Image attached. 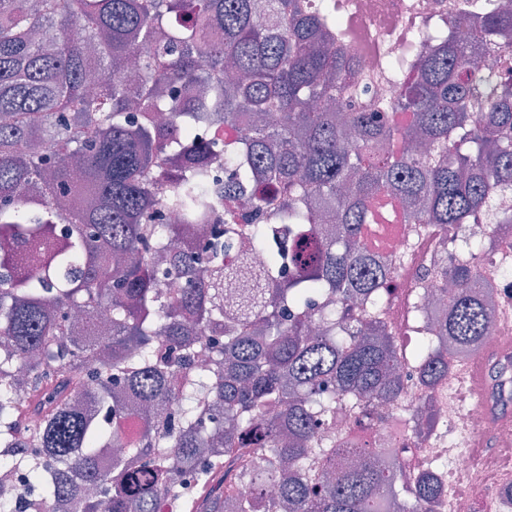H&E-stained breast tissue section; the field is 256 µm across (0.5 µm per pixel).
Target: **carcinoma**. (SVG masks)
Instances as JSON below:
<instances>
[{
  "label": "carcinoma",
  "instance_id": "cac0c4a2",
  "mask_svg": "<svg viewBox=\"0 0 512 512\" xmlns=\"http://www.w3.org/2000/svg\"><path fill=\"white\" fill-rule=\"evenodd\" d=\"M455 26L368 110L334 0H0V461L30 479L0 510L438 512L442 462L321 434L338 404L361 427L405 393L379 320L394 264L357 247L381 197L512 230V66L472 63L512 53V13L468 0ZM256 249L260 271L231 263ZM440 274L448 315L408 357L430 393L443 337L473 354L489 330L476 266Z\"/></svg>",
  "mask_w": 512,
  "mask_h": 512
}]
</instances>
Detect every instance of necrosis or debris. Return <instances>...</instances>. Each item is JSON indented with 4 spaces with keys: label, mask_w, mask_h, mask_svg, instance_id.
I'll list each match as a JSON object with an SVG mask.
<instances>
[{
    "label": "necrosis or debris",
    "mask_w": 512,
    "mask_h": 512,
    "mask_svg": "<svg viewBox=\"0 0 512 512\" xmlns=\"http://www.w3.org/2000/svg\"><path fill=\"white\" fill-rule=\"evenodd\" d=\"M462 0H336L345 11L353 38L347 43V54L359 64V74L365 78L371 95H396L397 87L385 83L377 69L379 51L400 55L410 33H418L436 44L448 38L451 23ZM393 220L366 230L362 242L366 250L381 257L399 258L400 264L389 284L383 318L397 336L399 343H407L413 331L422 325H433L434 316L416 318L412 302L416 294L442 287V280L434 268L445 259H456L455 244L461 235L488 239V226L483 220H474L462 226H449L438 231L407 221L402 204L389 202ZM512 263V248L499 246L483 249L476 259L483 283L494 289V319L488 338L479 347L480 352L493 350L503 337L512 335V276L504 274L503 267ZM452 367L447 378L440 381L434 397L439 402L442 422L422 439L412 440L416 452L406 460L408 468L429 463L434 455L446 460L445 480L453 493L446 503L447 512H474L475 498L484 491H496L495 512H512V481L500 478V460L477 457L466 451L469 438L491 435L504 446L512 445V423L493 420L487 413L486 402L477 400L466 389V370L472 356L451 353ZM423 392L416 384H409L401 406L385 408L386 423L373 425L359 432L360 440L378 445L399 440L394 420L410 416L420 403Z\"/></svg>",
    "instance_id": "necrosis-or-debris-1"
}]
</instances>
